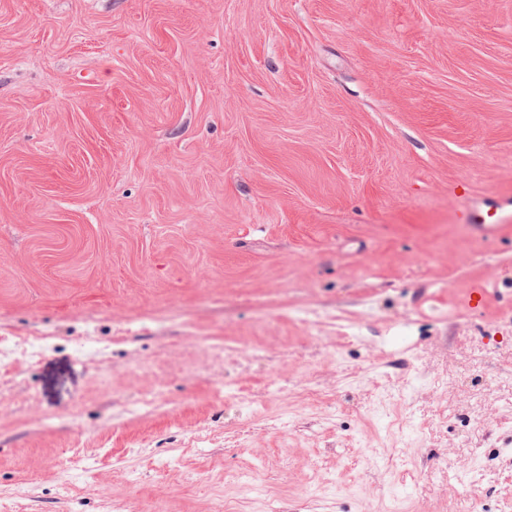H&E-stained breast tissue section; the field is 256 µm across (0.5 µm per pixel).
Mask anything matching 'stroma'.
I'll return each mask as SVG.
<instances>
[{
  "mask_svg": "<svg viewBox=\"0 0 512 512\" xmlns=\"http://www.w3.org/2000/svg\"><path fill=\"white\" fill-rule=\"evenodd\" d=\"M40 333L0 512H512V0H0Z\"/></svg>",
  "mask_w": 512,
  "mask_h": 512,
  "instance_id": "obj_1",
  "label": "stroma"
}]
</instances>
